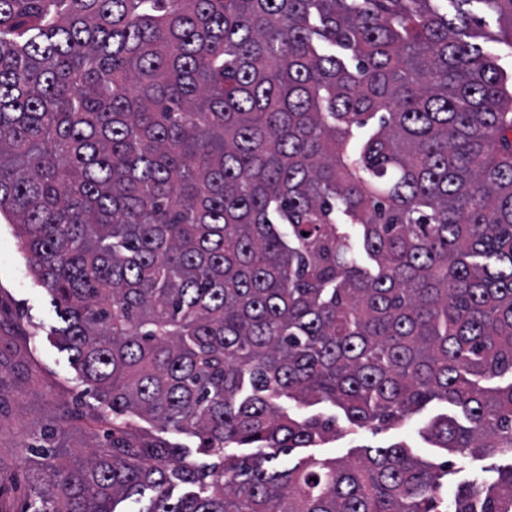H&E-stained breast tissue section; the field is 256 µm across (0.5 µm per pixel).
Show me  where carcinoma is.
<instances>
[{"label":"carcinoma","instance_id":"1","mask_svg":"<svg viewBox=\"0 0 512 512\" xmlns=\"http://www.w3.org/2000/svg\"><path fill=\"white\" fill-rule=\"evenodd\" d=\"M0 0V218L114 418L32 512H512V0ZM442 412H445V410L441 406H428L414 415L405 427L382 430L378 433L366 429L351 434L345 433L339 417L338 426L343 430L341 436L315 448H307L306 454H312L317 458H348L356 455V450L360 449L357 448L359 446H386L391 443L405 441L410 445L412 452L422 459L442 461L447 457L446 450L436 448L432 442L420 433L433 416ZM127 421L131 428L137 433L146 438H160L172 444H178L187 448H194L197 444V439L187 434L175 432H162L157 426L151 422L144 421L135 416L120 417L117 422ZM493 461L491 459L478 460L469 458L468 460L458 462L457 466L451 467L450 474L448 475V489L451 485L475 479L481 468Z\"/></svg>","mask_w":512,"mask_h":512}]
</instances>
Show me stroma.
Segmentation results:
<instances>
[{
    "instance_id": "stroma-1",
    "label": "stroma",
    "mask_w": 512,
    "mask_h": 512,
    "mask_svg": "<svg viewBox=\"0 0 512 512\" xmlns=\"http://www.w3.org/2000/svg\"><path fill=\"white\" fill-rule=\"evenodd\" d=\"M50 295L29 271L14 225L0 223V512H25L32 446L49 442L69 457L89 456L106 443L112 421L102 418L98 392L70 363L56 331ZM430 406L403 428L366 429L312 448L318 458H348L361 446L403 441L422 459L442 461L445 449L422 429L438 414Z\"/></svg>"
}]
</instances>
